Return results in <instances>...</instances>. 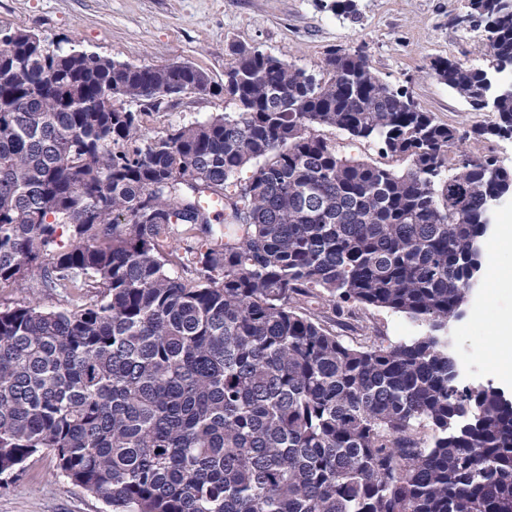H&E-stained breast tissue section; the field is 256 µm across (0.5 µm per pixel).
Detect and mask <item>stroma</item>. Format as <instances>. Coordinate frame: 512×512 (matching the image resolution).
Listing matches in <instances>:
<instances>
[{
    "mask_svg": "<svg viewBox=\"0 0 512 512\" xmlns=\"http://www.w3.org/2000/svg\"><path fill=\"white\" fill-rule=\"evenodd\" d=\"M330 0H0V29L34 31L46 45L61 44L136 66L188 62L213 82L224 80L232 45L245 44L317 74L331 49L362 50L372 69L391 86L461 133V150L496 156L512 168V140L473 138L471 129L492 124V113L475 111L432 75L430 58L447 57L484 67V27L456 20L466 0H355V17L336 15ZM224 96L191 94L147 111L143 132L153 137L175 125L235 111ZM483 265L467 313L453 321L456 355L478 345L487 351V380L512 397V355L496 346L494 326L512 312V291L497 288L493 273L501 256L495 239H482ZM0 512H111L110 506L73 484L46 454L21 469L0 474Z\"/></svg>",
    "mask_w": 512,
    "mask_h": 512,
    "instance_id": "obj_1",
    "label": "stroma"
}]
</instances>
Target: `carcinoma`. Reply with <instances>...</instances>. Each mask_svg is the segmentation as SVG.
<instances>
[{"label":"carcinoma","instance_id":"carcinoma-1","mask_svg":"<svg viewBox=\"0 0 512 512\" xmlns=\"http://www.w3.org/2000/svg\"><path fill=\"white\" fill-rule=\"evenodd\" d=\"M471 6L487 56L512 59V0ZM233 55L217 84L0 30V286L35 268L62 305L0 308V474L47 452L112 512H512V399L462 384L444 333L512 169L448 165L458 129L362 51L330 50L319 80ZM429 70L484 110L487 70ZM192 93L238 111L145 138L117 107ZM492 112L473 134L512 129V98ZM323 128L408 166L342 156ZM327 308L418 331L347 343ZM364 325L376 331L379 339L386 344L412 336L414 331L413 325L406 317L388 311H371ZM407 327L412 328V332L408 336H400V329Z\"/></svg>","mask_w":512,"mask_h":512}]
</instances>
